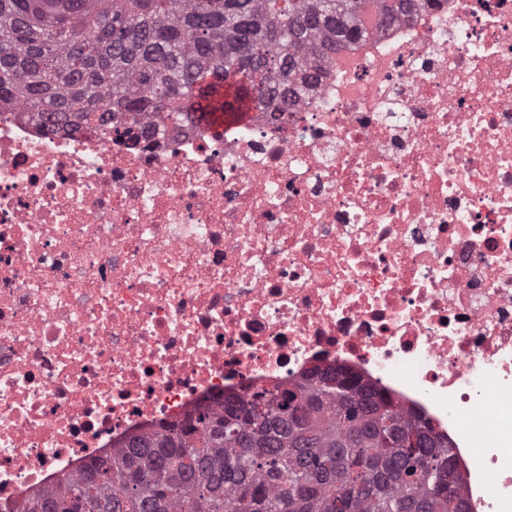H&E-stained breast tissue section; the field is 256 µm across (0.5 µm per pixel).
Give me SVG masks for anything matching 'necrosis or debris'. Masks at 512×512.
<instances>
[{
  "instance_id": "1",
  "label": "necrosis or debris",
  "mask_w": 512,
  "mask_h": 512,
  "mask_svg": "<svg viewBox=\"0 0 512 512\" xmlns=\"http://www.w3.org/2000/svg\"><path fill=\"white\" fill-rule=\"evenodd\" d=\"M114 122L138 139L0 114V512L316 371L429 419L467 512H512V0L422 2L221 134Z\"/></svg>"
}]
</instances>
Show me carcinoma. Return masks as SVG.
Masks as SVG:
<instances>
[{"label": "carcinoma", "instance_id": "carcinoma-1", "mask_svg": "<svg viewBox=\"0 0 512 512\" xmlns=\"http://www.w3.org/2000/svg\"><path fill=\"white\" fill-rule=\"evenodd\" d=\"M415 0H0V109L112 136V118L175 128L205 112H284L321 59ZM448 446L386 395L323 372L257 388L141 434L28 499L26 512H465ZM443 476V489L435 482Z\"/></svg>", "mask_w": 512, "mask_h": 512}]
</instances>
